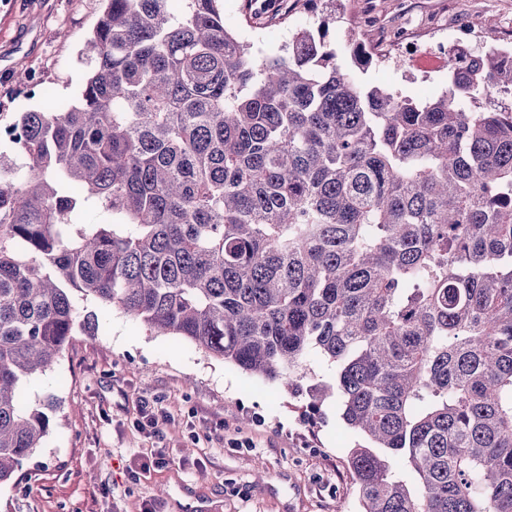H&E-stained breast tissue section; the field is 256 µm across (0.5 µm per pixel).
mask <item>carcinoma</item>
Returning <instances> with one entry per match:
<instances>
[{"instance_id": "1", "label": "carcinoma", "mask_w": 512, "mask_h": 512, "mask_svg": "<svg viewBox=\"0 0 512 512\" xmlns=\"http://www.w3.org/2000/svg\"><path fill=\"white\" fill-rule=\"evenodd\" d=\"M105 2L80 100L0 125V484L53 425L24 387L98 324L78 292L287 391L326 362L361 512H512V111L469 107L512 48L417 102L322 30L259 57L222 0Z\"/></svg>"}]
</instances>
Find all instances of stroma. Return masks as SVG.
I'll return each mask as SVG.
<instances>
[{"label":"stroma","mask_w":512,"mask_h":512,"mask_svg":"<svg viewBox=\"0 0 512 512\" xmlns=\"http://www.w3.org/2000/svg\"><path fill=\"white\" fill-rule=\"evenodd\" d=\"M224 19L262 55L277 53L305 19L327 29L338 63L354 42L378 53L357 70L363 83L425 99L448 72L430 43L461 30L474 51L512 45V0H280L275 14L247 16L245 0H223ZM103 0H0V113L74 103L86 79V40ZM413 32V55L393 43ZM96 335L76 333L54 372L27 387L28 400L57 399L53 429L21 476L0 484V512H359L347 454L358 441L336 400L317 423L306 401L198 350L157 336L92 299ZM157 397L159 434L139 429L142 397ZM253 442L232 447L236 437ZM165 454L170 462L154 467ZM151 463L143 471V463Z\"/></svg>","instance_id":"35a3bbf8"}]
</instances>
